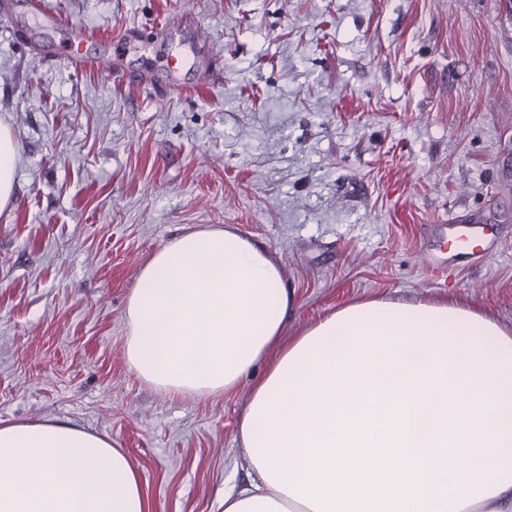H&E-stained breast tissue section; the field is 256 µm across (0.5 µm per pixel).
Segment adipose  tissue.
Instances as JSON below:
<instances>
[{
    "label": "adipose tissue",
    "mask_w": 512,
    "mask_h": 512,
    "mask_svg": "<svg viewBox=\"0 0 512 512\" xmlns=\"http://www.w3.org/2000/svg\"><path fill=\"white\" fill-rule=\"evenodd\" d=\"M280 261L233 229L173 237L140 269L125 361L177 398L229 396L253 479L224 512H512V325L448 301L346 304L285 336ZM110 439L0 423V512H145Z\"/></svg>",
    "instance_id": "obj_1"
}]
</instances>
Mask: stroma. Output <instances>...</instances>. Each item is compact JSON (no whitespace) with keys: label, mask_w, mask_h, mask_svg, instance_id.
Wrapping results in <instances>:
<instances>
[{"label":"stroma","mask_w":512,"mask_h":512,"mask_svg":"<svg viewBox=\"0 0 512 512\" xmlns=\"http://www.w3.org/2000/svg\"><path fill=\"white\" fill-rule=\"evenodd\" d=\"M0 0V421L109 436L147 512H224L249 479L253 378L171 398L123 357L138 271L174 236L236 229L280 259L293 336L355 301L448 299L512 324V0ZM86 58L63 64L66 29ZM489 258L422 261L449 216ZM17 144L8 126L0 123V210L14 201Z\"/></svg>","instance_id":"stroma-1"}]
</instances>
